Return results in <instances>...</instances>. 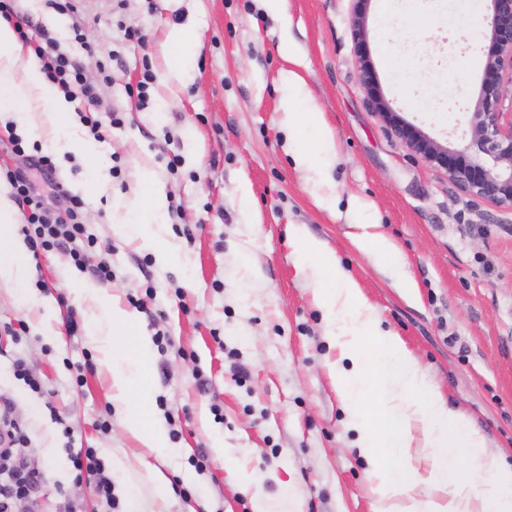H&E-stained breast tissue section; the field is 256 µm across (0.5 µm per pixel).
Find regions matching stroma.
<instances>
[{
    "mask_svg": "<svg viewBox=\"0 0 512 512\" xmlns=\"http://www.w3.org/2000/svg\"><path fill=\"white\" fill-rule=\"evenodd\" d=\"M34 31H48L75 58L104 111L121 122L88 157L54 154L61 191L46 203L64 212L71 195L86 202L94 234L92 263L111 265L100 283L69 252L29 256L32 299L0 286V392L28 436L25 454L41 473L40 501L70 499L83 512H105L88 483L74 482L63 428L75 447L97 449L111 476L114 512H252L251 494L225 458L252 473L276 512H373L366 464L348 429V411L329 364L338 359L320 308L316 257H301L294 238L332 251L373 306L438 384L449 408L465 415L512 466V213L472 200L415 156L374 111L384 100L405 121L450 150L473 156L469 119L479 103L489 49L484 22L450 27L456 0H421L420 28L404 20V0H285L287 23L261 0H80L60 14L44 0H19ZM364 35L354 36V19ZM389 16L380 27V16ZM80 25L94 52L72 38ZM143 40H127L126 28ZM194 30L188 75L175 79L171 33ZM302 65L297 95L313 105L336 143L325 179L296 167V148L315 149L311 126L289 135L282 101L290 68ZM369 60L373 90L358 78ZM146 97L133 90L145 72ZM166 196V239L181 257L159 266L135 230L133 200L142 169ZM250 208H242V194ZM391 239L400 264L360 250L367 221ZM127 223L119 235L114 224ZM106 291L134 313L131 335L149 338L151 408L178 453H150L112 401V362L101 337L112 323L73 285ZM57 308L53 334L38 325L37 302ZM76 314L81 329L68 334ZM24 358L42 383L31 391L12 374ZM223 437V447L213 445ZM170 486L157 490L152 470ZM192 489V497L173 486Z\"/></svg>",
    "mask_w": 512,
    "mask_h": 512,
    "instance_id": "35a3bbf8",
    "label": "stroma"
}]
</instances>
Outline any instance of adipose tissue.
Instances as JSON below:
<instances>
[{
	"label": "adipose tissue",
	"mask_w": 512,
	"mask_h": 512,
	"mask_svg": "<svg viewBox=\"0 0 512 512\" xmlns=\"http://www.w3.org/2000/svg\"><path fill=\"white\" fill-rule=\"evenodd\" d=\"M37 104L55 118L45 140L57 146L65 140L85 155L96 151L94 142L79 138L71 120L73 106L48 82L42 62L36 58L6 22L0 21V112L12 114L21 127L32 128L28 110ZM139 222L144 246L159 266L174 263L175 255L160 239L154 221L166 206L163 189L150 171L139 182ZM20 222L19 210L7 186L0 185V283L20 299L30 296L31 269L20 239L11 235ZM302 253L317 255L329 276L315 291L330 334L345 367L336 369V390L349 411V422L359 432V452L368 469L367 480L375 500L374 512H512V467H504L488 449L483 435L460 413L448 408L437 384L422 370L417 358L399 336L382 330L374 309L362 298L354 281L339 268L333 254L320 244L298 238ZM112 328L126 337L129 365L112 368L113 399L125 403L130 389H137L140 403L128 422L129 431L156 455L169 453L163 423L150 410L146 372L152 358L151 343L144 336H129L134 314L111 307ZM386 389L380 399V424H367L359 410L375 383ZM423 423L428 447L438 456L428 473L408 462L411 429ZM464 448L472 466L470 477L459 476L454 451ZM395 457L392 468L380 465V457Z\"/></svg>",
	"instance_id": "1"
}]
</instances>
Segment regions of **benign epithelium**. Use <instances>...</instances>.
<instances>
[{
    "instance_id": "obj_1",
    "label": "benign epithelium",
    "mask_w": 512,
    "mask_h": 512,
    "mask_svg": "<svg viewBox=\"0 0 512 512\" xmlns=\"http://www.w3.org/2000/svg\"><path fill=\"white\" fill-rule=\"evenodd\" d=\"M486 17L491 46L480 88V101L470 118L472 146L477 156L452 152L406 122L389 106L373 100L379 116L406 140L408 147L431 167L443 171L448 180L467 196L512 212V120L503 123V107L512 98V0H490ZM360 84L368 91L377 76L370 61L359 65ZM491 157L494 168H487L480 155Z\"/></svg>"
}]
</instances>
